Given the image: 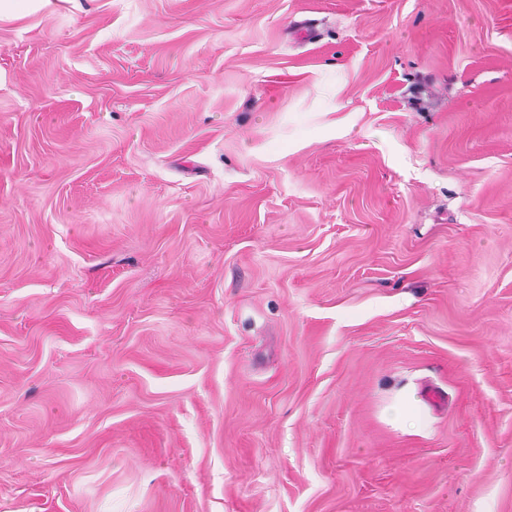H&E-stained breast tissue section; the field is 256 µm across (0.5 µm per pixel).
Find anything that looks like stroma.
<instances>
[{
  "label": "stroma",
  "instance_id": "35a3bbf8",
  "mask_svg": "<svg viewBox=\"0 0 512 512\" xmlns=\"http://www.w3.org/2000/svg\"><path fill=\"white\" fill-rule=\"evenodd\" d=\"M0 512H512V0H13Z\"/></svg>",
  "mask_w": 512,
  "mask_h": 512
}]
</instances>
